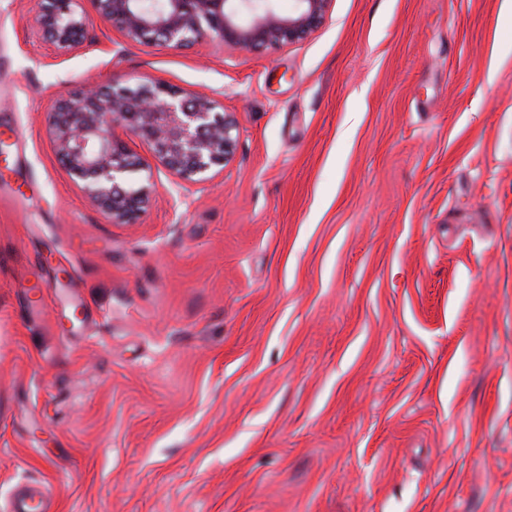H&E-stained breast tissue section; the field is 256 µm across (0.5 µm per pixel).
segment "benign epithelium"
<instances>
[{
  "instance_id": "1",
  "label": "benign epithelium",
  "mask_w": 512,
  "mask_h": 512,
  "mask_svg": "<svg viewBox=\"0 0 512 512\" xmlns=\"http://www.w3.org/2000/svg\"><path fill=\"white\" fill-rule=\"evenodd\" d=\"M94 11L127 41L182 48L216 41L223 48L257 52L309 38L333 0H294L288 14L277 0H90ZM81 0H37L39 34L60 53L77 49L86 33ZM204 94H187L158 80L61 92L50 105L48 133L68 174L84 196L114 224L135 220L150 206L155 186H135L141 170L123 138L132 132L152 146L157 161L179 179L199 184L224 167L237 139L233 120Z\"/></svg>"
}]
</instances>
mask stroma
<instances>
[{
	"mask_svg": "<svg viewBox=\"0 0 512 512\" xmlns=\"http://www.w3.org/2000/svg\"><path fill=\"white\" fill-rule=\"evenodd\" d=\"M0 0V512H512V8L333 0L296 44L74 51ZM155 79L232 159L129 224L47 133Z\"/></svg>",
	"mask_w": 512,
	"mask_h": 512,
	"instance_id": "stroma-1",
	"label": "stroma"
}]
</instances>
